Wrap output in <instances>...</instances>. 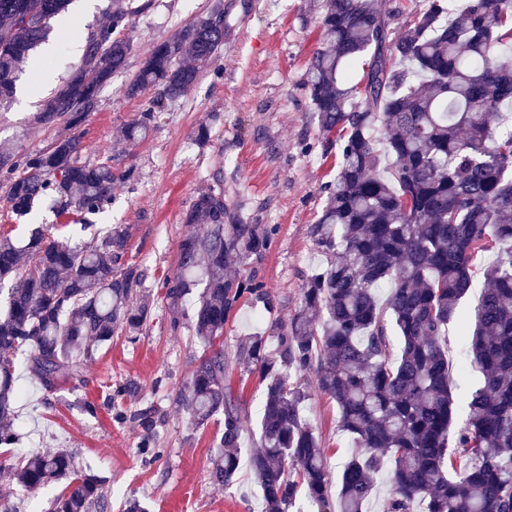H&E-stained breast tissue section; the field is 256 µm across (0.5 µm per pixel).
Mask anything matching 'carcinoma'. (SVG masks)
Here are the masks:
<instances>
[{"label":"carcinoma","instance_id":"cac0c4a2","mask_svg":"<svg viewBox=\"0 0 512 512\" xmlns=\"http://www.w3.org/2000/svg\"><path fill=\"white\" fill-rule=\"evenodd\" d=\"M0 0V103L14 97L18 73L48 41L50 20L71 0ZM132 9L113 0L109 23L88 33L78 65L44 105L38 122L64 121L45 150L14 160L0 152L11 180L8 200L24 217L42 196L61 212L97 213L121 175L106 163L78 161L71 134L88 117L74 107L126 69ZM320 46L304 85L324 151L336 149V181L313 234L326 266L302 285L301 306L268 334L242 344L243 359L265 381L259 438L249 465L263 512H290L298 493L312 512H368L375 475H390L389 512H512V0H426L397 37L385 0H326ZM224 30L200 17L157 44L127 85L136 96L159 87L176 100L214 62ZM364 61L361 82L350 81ZM128 125L123 138L147 135L156 107ZM191 227L178 246V266L165 283L172 306L198 289L190 316L205 352L179 402L198 427L217 415L224 429L209 478L232 482L240 464L241 416L224 391V325L243 297L278 311L264 284L242 270L270 248V224L224 223V189L216 185L185 212ZM204 231L193 230L197 225ZM128 237L113 227L86 245L49 239L42 226L15 239L0 234V284L11 283L0 308V447L19 440L14 403L22 397L16 362L54 387L75 375L95 347L117 333L135 336L153 316L152 294L138 268L123 261ZM475 327L461 301L472 286L473 262L490 245ZM467 337L480 373L467 401V423L452 432L454 398L448 352L451 322ZM313 373L334 401L339 427L355 452L344 462L337 500L330 466L304 414L309 395L292 375ZM140 451L159 457L153 420ZM69 480L51 512H101V481L68 451L35 453L12 467L24 491Z\"/></svg>","mask_w":512,"mask_h":512}]
</instances>
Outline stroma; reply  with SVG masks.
Listing matches in <instances>:
<instances>
[{
    "mask_svg": "<svg viewBox=\"0 0 512 512\" xmlns=\"http://www.w3.org/2000/svg\"><path fill=\"white\" fill-rule=\"evenodd\" d=\"M112 0H75L64 21L55 23V41L37 72H24L17 84L36 86L28 106L11 102L0 109V146L15 156L48 147L58 126L37 121L42 104L54 96L71 69L82 61L71 50L106 21ZM138 11L125 35L133 50L128 66L100 92L96 110L77 129L79 162L110 163L115 172L134 168L133 178L115 183L112 201L94 215H57L52 198L39 200L34 218L17 217L7 201L9 171H0V233L25 234L31 222L49 234L77 244L102 237L118 224L128 234L126 261L142 271L155 306L153 321L137 336H113L82 367L80 377L58 379L52 390L17 364L25 389L15 403V424L25 452L72 451L80 468L104 482L108 508L122 512L135 496L149 512H259L260 491L248 464H240L231 484L209 480V457L223 430V418L195 427L178 397L203 347L187 322L173 324L175 313L191 312L193 296L170 308L165 282L176 271L178 245L187 227L183 215L199 192L215 180L224 184L225 223L271 224L270 249L251 260L248 271L262 281L289 319L300 306L301 286L323 256L313 236L324 188L336 179L335 152H324L311 119L303 78L318 45V20L325 0H131ZM224 10V45L212 66L181 98L163 108L145 138L127 142L123 127L139 119L159 99V88L131 98L126 86L157 43L215 7ZM160 100V99H159ZM208 126L209 140L193 133ZM273 320L262 306L242 300L224 327V385L243 422L242 448H253L259 433L265 384L255 366L240 358L246 336L268 331ZM134 383L136 396H116L120 385ZM309 394L308 416L339 479L352 448L339 428L335 402L316 389L313 374L299 380ZM93 403L96 414L84 411ZM148 413L162 450L148 460L138 450L143 429L130 412ZM14 450L0 448V494L21 512H50L65 482L32 492L12 486L8 467Z\"/></svg>",
    "mask_w": 512,
    "mask_h": 512,
    "instance_id": "1",
    "label": "stroma"
}]
</instances>
